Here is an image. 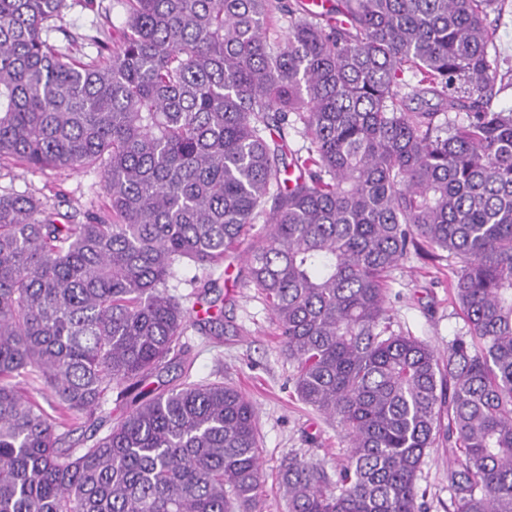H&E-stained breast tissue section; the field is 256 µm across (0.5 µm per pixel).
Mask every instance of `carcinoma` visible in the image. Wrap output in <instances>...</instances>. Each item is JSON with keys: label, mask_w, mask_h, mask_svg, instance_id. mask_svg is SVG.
<instances>
[{"label": "carcinoma", "mask_w": 512, "mask_h": 512, "mask_svg": "<svg viewBox=\"0 0 512 512\" xmlns=\"http://www.w3.org/2000/svg\"><path fill=\"white\" fill-rule=\"evenodd\" d=\"M118 2L119 50L98 29L81 61L50 43L66 0H0V158L101 169L106 198L77 222L0 194V512H262L256 405L218 381L144 387L187 362L175 264L224 262L260 219L245 280L349 447L332 490L281 462L288 512H421L447 447L453 512H512V110L487 26L506 0H337L336 21L297 0ZM421 251L462 263L467 331L444 354L387 315ZM113 391L130 410L110 426Z\"/></svg>", "instance_id": "cac0c4a2"}]
</instances>
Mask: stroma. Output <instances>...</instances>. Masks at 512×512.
Masks as SVG:
<instances>
[{"label":"stroma","instance_id":"1","mask_svg":"<svg viewBox=\"0 0 512 512\" xmlns=\"http://www.w3.org/2000/svg\"><path fill=\"white\" fill-rule=\"evenodd\" d=\"M101 184L102 174L97 170H38L14 159L0 160V193H28L63 214L103 208L106 198ZM241 266L237 259L207 270L181 262L175 265L168 286L170 293L183 298L189 308L196 301L200 280L210 278L223 284V335L204 336L191 327L185 332L191 375L223 381L254 401L266 475L263 512H288L275 481L282 460L291 455L311 460L332 485L347 462L348 440L338 421L298 399L293 366L281 352L270 312L255 288L238 279ZM458 269L457 261L444 254L434 259L413 255L393 270L387 291L393 330L446 351L449 341L466 330L450 289ZM450 461L443 448L426 458L420 477L426 492L422 512H448Z\"/></svg>","mask_w":512,"mask_h":512}]
</instances>
